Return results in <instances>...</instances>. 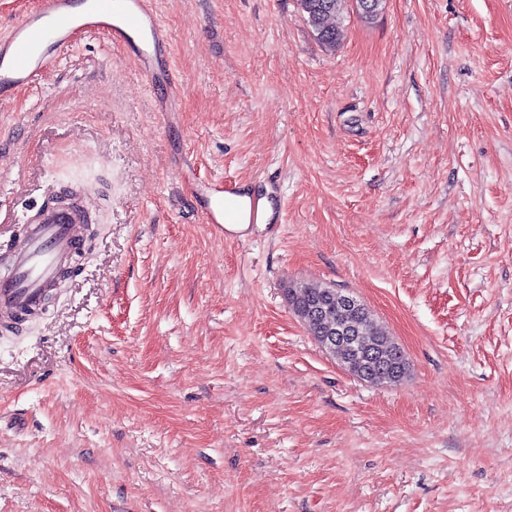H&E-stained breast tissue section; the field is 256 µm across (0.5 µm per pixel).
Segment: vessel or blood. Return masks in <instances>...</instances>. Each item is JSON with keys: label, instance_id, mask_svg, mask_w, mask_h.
<instances>
[{"label": "vessel or blood", "instance_id": "vessel-or-blood-1", "mask_svg": "<svg viewBox=\"0 0 512 512\" xmlns=\"http://www.w3.org/2000/svg\"><path fill=\"white\" fill-rule=\"evenodd\" d=\"M74 6L75 0H36L29 12L0 32V106L35 87L81 31L127 48L150 85L169 86L161 111H176L180 91L173 81L170 43L152 0H90L80 15ZM240 191L235 182L211 179L195 186L192 195L206 223L221 226L237 216ZM78 223L64 209L26 221L8 255L6 273L0 275V327L12 328L20 314L40 310L46 288L79 251Z\"/></svg>", "mask_w": 512, "mask_h": 512}]
</instances>
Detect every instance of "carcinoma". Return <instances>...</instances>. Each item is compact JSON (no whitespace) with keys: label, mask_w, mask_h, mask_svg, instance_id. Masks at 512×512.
<instances>
[{"label":"carcinoma","mask_w":512,"mask_h":512,"mask_svg":"<svg viewBox=\"0 0 512 512\" xmlns=\"http://www.w3.org/2000/svg\"><path fill=\"white\" fill-rule=\"evenodd\" d=\"M346 0H297L307 24L317 39L334 48L340 32L334 24L336 15L344 8ZM288 303L295 315L304 323L308 332L316 336L340 317L357 332L352 344H339L336 354L353 376L369 378L375 385H395V374H407L408 363L403 350L376 321L374 315L344 313L336 300L335 289L321 285H302L286 289Z\"/></svg>","instance_id":"obj_1"}]
</instances>
